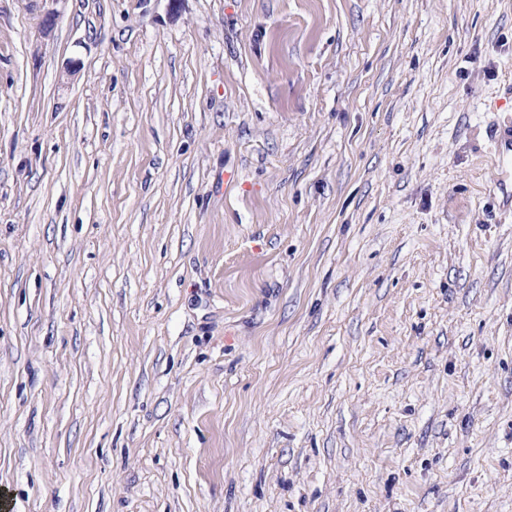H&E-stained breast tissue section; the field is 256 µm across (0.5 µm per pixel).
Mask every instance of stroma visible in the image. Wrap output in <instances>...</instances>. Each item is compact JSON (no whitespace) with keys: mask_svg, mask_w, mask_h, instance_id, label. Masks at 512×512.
<instances>
[{"mask_svg":"<svg viewBox=\"0 0 512 512\" xmlns=\"http://www.w3.org/2000/svg\"><path fill=\"white\" fill-rule=\"evenodd\" d=\"M511 123L512 0H0V512H512ZM499 144L497 166L500 177L497 190L503 207L512 208V126L492 131Z\"/></svg>","mask_w":512,"mask_h":512,"instance_id":"obj_1","label":"stroma"}]
</instances>
